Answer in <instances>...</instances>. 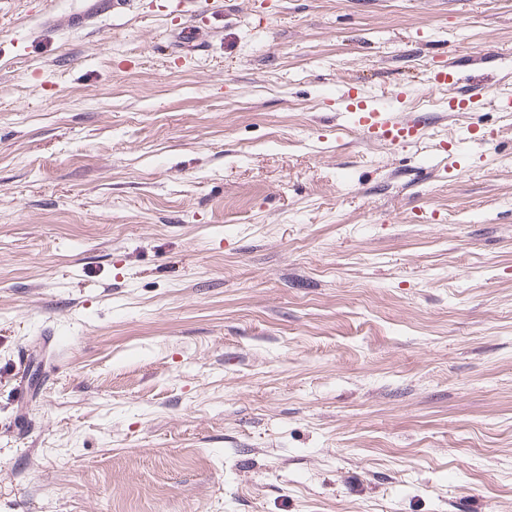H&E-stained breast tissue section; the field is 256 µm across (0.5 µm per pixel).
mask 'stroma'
Masks as SVG:
<instances>
[{
    "label": "stroma",
    "instance_id": "35a3bbf8",
    "mask_svg": "<svg viewBox=\"0 0 512 512\" xmlns=\"http://www.w3.org/2000/svg\"><path fill=\"white\" fill-rule=\"evenodd\" d=\"M77 5L0 0V512H512V0ZM80 4L64 16L63 22L71 27H82L90 24L93 20L103 16L111 15L119 9L120 1L125 0H79ZM357 125L365 138L383 139L394 145L419 143L426 125L422 115H407L395 110L359 108Z\"/></svg>",
    "mask_w": 512,
    "mask_h": 512
}]
</instances>
